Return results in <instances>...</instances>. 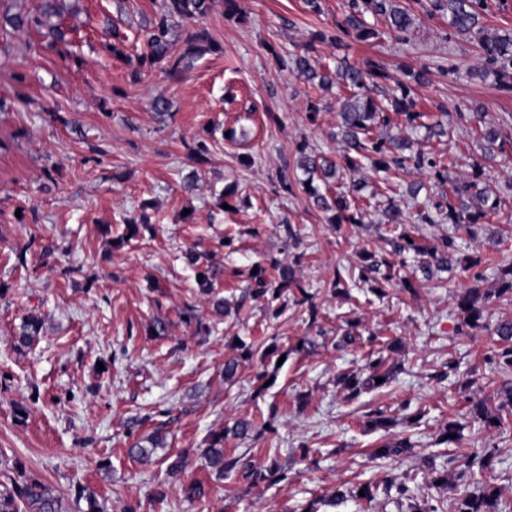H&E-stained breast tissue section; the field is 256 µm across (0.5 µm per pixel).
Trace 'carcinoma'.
I'll list each match as a JSON object with an SVG mask.
<instances>
[{
	"mask_svg": "<svg viewBox=\"0 0 512 512\" xmlns=\"http://www.w3.org/2000/svg\"><path fill=\"white\" fill-rule=\"evenodd\" d=\"M224 7V13L235 11V0H165L163 10L154 17L146 31L147 49L135 60L131 61L135 69L148 70L155 67L163 69L170 79L178 81L185 72L190 60L212 49L213 40L204 19L216 6ZM434 11L448 18V26L456 33L476 42L486 62L491 65L500 85L505 89L512 88V34L490 35L482 25L480 0H433ZM55 13L54 0H46L42 16L16 14L6 18V23L15 30L44 25L43 18ZM381 16L392 32L404 34L415 23L412 13L397 3V0H353L351 11L346 14L341 23L340 31L360 41H367L378 36V32L366 21V15ZM48 48L64 57L69 53V41L66 33L60 28H52L47 33ZM183 42L184 49L175 51L177 42ZM315 47L310 43L302 52L293 58L294 69L313 85L331 87L335 84L345 89L349 97L342 103L340 117V134L344 142L342 163H337L324 155L308 154L305 148L299 149L297 167L303 171L306 178L301 183L309 184L305 192L312 199L314 206L324 212L333 213L332 221L338 224H358L361 222L362 211L356 207V199L360 197L363 185L352 180L347 186L338 183L339 174L351 172L367 165L376 173L389 174L392 170L406 167L412 161L418 167H445V163H437L425 154L417 152L405 155L412 148L409 140L391 137L384 132L390 123L386 113L377 109L369 97V85H377V80L388 78L385 70L373 64L365 67L353 65H338L335 69L324 67L313 57ZM398 93L391 100L392 110L406 116L413 129L422 128L428 136H441L445 130L441 123H419L423 117L414 111L415 101L410 97L411 87L405 82H397ZM479 137L487 143L488 154H493L495 144H505L501 140V128L489 124L477 128ZM474 173L471 181L452 182L448 190L446 203L436 205V216L422 215V219L434 222V219L446 220L450 224L468 222L476 224L491 212L497 210L499 199L490 198L487 191L477 188V177ZM150 206L144 202L139 212L126 220L130 236L140 232L152 223L149 213ZM381 216L386 224H403L406 214L403 208L390 202L383 209ZM392 254L401 256L405 253H427L433 263L422 267V273L430 276L437 271L452 269V257L458 251L456 241L452 237L444 238L436 247L430 249L419 244L404 231L391 243ZM186 266L194 269L196 282L202 293L211 295L220 286L224 272L208 265L199 264L198 255L192 250L183 253ZM272 269L277 278L266 275V268L257 266V272L236 271L234 276H247L248 287L253 294L265 298L268 305L281 300L280 293L284 288H296L300 293L299 303L307 305L311 320H316L318 309L313 302V296L300 285L293 276L292 268L277 260L272 261ZM394 264L388 259L377 260L366 252L362 255L359 268V278L371 281L380 288L388 284L394 277ZM492 297V293L483 292L478 287L469 289L461 297L459 309L462 313V326L478 331L485 328L483 321L484 306ZM38 334V319L29 315L24 320L20 332L15 336L18 346L30 345ZM494 335L501 342L500 349L493 355L495 363L501 371L512 372V320L500 321ZM395 366L389 364V358L378 351L368 355L366 363L357 372L344 373L338 383L347 392V397L357 398L362 393L380 388L389 383L394 375ZM381 378L383 382L376 383ZM468 412L475 420L482 421L488 427L500 423V418L488 411L485 402L473 397L468 398ZM254 429V422L249 419H239L232 426L214 431L210 434L207 447L201 450V460L204 468L208 469L218 479L224 474L235 472L253 485L261 483H279L287 479L283 473L268 469L263 471L252 461L243 456L226 457L224 441L228 436L245 438ZM151 447L146 448L137 440L130 445L129 455L142 463L152 460L155 449L163 445V437L154 434L147 438ZM411 444L404 438H395L389 443L382 444L374 450L373 456L378 460H394L407 452ZM16 475L8 477L9 484L0 489V512H69L63 506L62 500L55 497L51 490L43 484L36 475L29 473L21 466H15ZM395 489L397 494L409 501V512H443V509L431 503V498L410 493L407 486L390 484L387 489ZM86 503L81 512H101L96 495L88 487L78 483L74 486V502ZM496 497L492 493H465L453 503V512H494Z\"/></svg>",
	"mask_w": 512,
	"mask_h": 512,
	"instance_id": "cac0c4a2",
	"label": "carcinoma"
}]
</instances>
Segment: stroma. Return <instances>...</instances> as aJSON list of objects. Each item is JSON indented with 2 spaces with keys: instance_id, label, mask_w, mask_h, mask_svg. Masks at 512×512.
Listing matches in <instances>:
<instances>
[{
  "instance_id": "1",
  "label": "stroma",
  "mask_w": 512,
  "mask_h": 512,
  "mask_svg": "<svg viewBox=\"0 0 512 512\" xmlns=\"http://www.w3.org/2000/svg\"><path fill=\"white\" fill-rule=\"evenodd\" d=\"M237 2L241 17L220 10L207 17L220 49L195 60L176 84L157 68L134 73L107 49L105 25L113 20L128 37L126 53L141 54L140 25L163 0H66L56 18L71 40L63 57L43 48L33 29L0 39V450L64 505L73 503V484L89 486L103 512L129 505L138 512H301L336 485L382 488L389 480L448 504L465 492L494 489L499 512H512V415L488 430L466 414L472 396L496 405L506 375L488 362L495 346L489 329L474 336L457 330L459 294L475 285L495 290L512 265V91L500 88L475 42L432 12L431 0H401L415 18L404 34L381 21L379 38L317 44L324 65L373 63L395 77L404 67L430 68L428 83L413 86L411 95L427 122L447 123L448 134L421 142V150L452 159L451 178L478 179L501 201L476 224H428L418 217L419 204L448 192L433 172L410 167L390 184L371 169L354 172L380 201L420 182L408 231L429 247L455 237L457 259L480 263L453 269L442 285L424 280L419 258L408 254L394 261L405 287L376 295L349 282L339 290L337 274L354 269L361 250L390 253L388 231L372 208L361 223H327L303 189L299 145L334 159L342 153L333 134L344 93L303 81L290 61L313 33L335 32L350 0H320L316 12L305 0ZM20 89L29 105L18 104ZM159 96L169 101L161 114L150 107ZM312 104L320 109L313 121ZM269 110L278 121L267 120ZM481 121L500 125L506 141L491 161L474 133ZM215 125L248 138L211 134ZM200 140L210 159L195 167L188 155ZM284 176L295 184L288 195L279 191ZM231 183L237 196L219 208L216 199ZM145 201L153 205L152 230L113 248L112 239L126 232L124 218ZM189 207L194 216L187 222ZM189 247L223 269L220 294L233 308L229 316L216 318L200 293L181 258ZM274 258L293 265L300 289L313 293L317 320L300 305V289H284L280 312L249 293L241 270ZM154 281L160 290L151 289ZM185 307L201 326L176 323L167 335L146 334L154 317ZM32 312L43 321L39 338L15 347ZM348 330L357 344L340 345ZM238 338L277 344L278 352L242 361L228 384L224 359ZM377 350L393 351L395 379L348 400L337 375ZM262 370L275 382L261 392L255 376ZM20 408L27 411L21 420ZM376 411L406 424L414 449L400 463L370 457L382 437L366 428ZM240 418L273 427L226 440V453L263 469L278 466L287 483L253 486L235 474L219 481L202 467L198 453L210 432ZM451 421L465 425L460 443L438 444ZM156 432L165 452L187 455L183 473L171 477L159 461L129 455L132 438ZM476 448L493 451L492 470L457 478V459ZM431 456L449 473L434 489ZM195 480L210 484L206 499L186 498L184 488ZM160 486L167 498L151 504Z\"/></svg>"
}]
</instances>
